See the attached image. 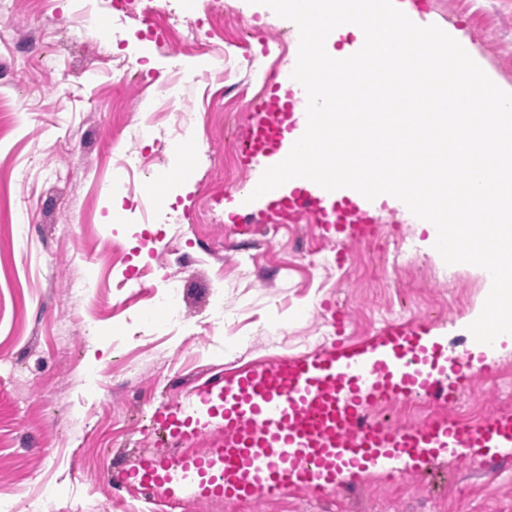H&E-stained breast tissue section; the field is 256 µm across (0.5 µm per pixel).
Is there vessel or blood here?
<instances>
[{
  "label": "vessel or blood",
  "instance_id": "vessel-or-blood-1",
  "mask_svg": "<svg viewBox=\"0 0 512 512\" xmlns=\"http://www.w3.org/2000/svg\"><path fill=\"white\" fill-rule=\"evenodd\" d=\"M254 107L238 161L262 175L283 161L301 136L299 114L279 74ZM307 215L322 239L334 242L340 261L353 245L377 237V207L350 188L327 191L293 179L253 202L224 197L225 223L241 226ZM484 368L482 357L449 360L448 346L424 320L386 325L362 342L338 336L319 351L283 356L221 373L197 385L177 407L159 408L155 420L167 448L135 456L109 472L112 484L162 492L168 503L256 500L260 493L303 490L314 496L339 489L343 473L376 468L389 473L410 461L460 460L475 450L512 458V409L476 422L441 417L413 426L369 419L384 399L424 398L450 404ZM208 440L198 452H173L176 444Z\"/></svg>",
  "mask_w": 512,
  "mask_h": 512
}]
</instances>
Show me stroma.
Wrapping results in <instances>:
<instances>
[{
    "label": "stroma",
    "mask_w": 512,
    "mask_h": 512,
    "mask_svg": "<svg viewBox=\"0 0 512 512\" xmlns=\"http://www.w3.org/2000/svg\"><path fill=\"white\" fill-rule=\"evenodd\" d=\"M431 17L462 28L494 77L512 86V0H429ZM74 0H19L8 23L18 41L0 43V95L12 112L0 141V494H10L16 512L36 487L26 475L38 471L55 485L53 512H245L232 500L191 506L171 505L118 489L108 471L126 456L156 447V410L181 404L187 392L209 376L236 366L310 351L314 319L301 306L308 297L348 312V333L356 339L376 331L374 317L386 304L401 307L406 320H427L450 348L481 313L491 289L481 269L446 264L431 243L426 225L381 205L378 256L372 245L353 248L344 274L309 269L292 249L318 238L315 224L299 235L265 228L241 233L212 222L205 198L208 181L224 175L226 156L241 142L244 128L227 131L218 112H250L251 98L225 88L272 69L293 70L298 51L288 47L278 59L242 61L229 76L209 73V62L173 45L164 54L151 48L148 31L114 41L112 53L127 59L130 73L148 79L145 89L117 85L110 64L98 60L91 44L59 29L55 13L71 14ZM56 51L65 77L39 67L40 54ZM198 74L185 95L201 115L191 123L194 152L179 171L168 148L147 141L140 150L158 174L169 175L173 197L157 206L153 193L116 192L96 198L93 184L112 165V146L127 138L126 108L166 125L157 89L179 75ZM61 167L44 179L43 167ZM156 220H144L143 205ZM29 218L28 238L10 233L17 212ZM181 217L180 229L160 221L163 212ZM181 232L179 261H169L168 242ZM248 242L255 262L229 266L232 244ZM154 265L148 286L167 273L184 280L185 330L177 336H149L125 292L115 283L127 265ZM75 279L99 284L100 326L82 329L84 305L68 288ZM238 316L239 336L208 335L214 290ZM90 369L104 370L106 388L85 393ZM512 380V347H502L456 404L483 415L505 402L504 380ZM246 512H512V464L471 460L439 461L422 475L385 479L378 472L351 481L350 489L315 498L303 491L262 495Z\"/></svg>",
    "instance_id": "obj_1"
}]
</instances>
